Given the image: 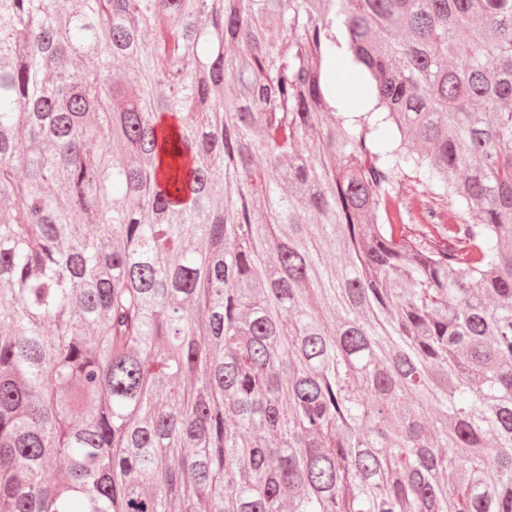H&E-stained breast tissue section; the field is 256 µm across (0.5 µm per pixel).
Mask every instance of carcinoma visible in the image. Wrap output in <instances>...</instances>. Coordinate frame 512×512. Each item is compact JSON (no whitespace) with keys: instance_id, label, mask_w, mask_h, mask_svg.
<instances>
[{"instance_id":"cac0c4a2","label":"carcinoma","mask_w":512,"mask_h":512,"mask_svg":"<svg viewBox=\"0 0 512 512\" xmlns=\"http://www.w3.org/2000/svg\"><path fill=\"white\" fill-rule=\"evenodd\" d=\"M508 103L512 0H0V512H512Z\"/></svg>"}]
</instances>
